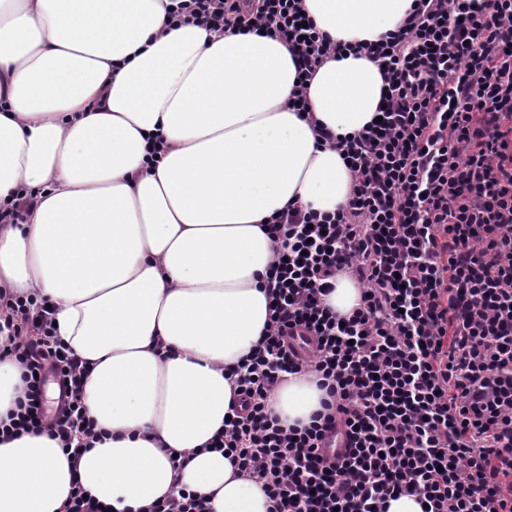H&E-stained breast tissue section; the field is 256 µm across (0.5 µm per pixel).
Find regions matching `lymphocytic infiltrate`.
<instances>
[{
	"mask_svg": "<svg viewBox=\"0 0 512 512\" xmlns=\"http://www.w3.org/2000/svg\"><path fill=\"white\" fill-rule=\"evenodd\" d=\"M176 19L283 40L299 112L343 50L306 24L302 0H185ZM353 50L382 70V120L321 135L350 172L345 206H291L270 226L269 322L229 372L239 407L211 447L271 512H386L401 495L428 512H512V0H416ZM340 276L362 294L345 315L325 301ZM0 308L12 314L0 356L26 384L0 439L46 431L78 461L74 433L104 439L85 362L55 341L38 292L1 290ZM307 373L327 398L285 426L269 400Z\"/></svg>",
	"mask_w": 512,
	"mask_h": 512,
	"instance_id": "1",
	"label": "lymphocytic infiltrate"
}]
</instances>
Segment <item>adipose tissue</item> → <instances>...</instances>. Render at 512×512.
Here are the masks:
<instances>
[{"instance_id":"adipose-tissue-1","label":"adipose tissue","mask_w":512,"mask_h":512,"mask_svg":"<svg viewBox=\"0 0 512 512\" xmlns=\"http://www.w3.org/2000/svg\"><path fill=\"white\" fill-rule=\"evenodd\" d=\"M179 0H0V289L37 290L90 373L103 441L70 465L56 440L0 442V512H64L74 485L113 512L181 486L211 512H268L260 486L209 444L230 413L227 367L269 318L265 224L295 204H346L351 178L320 128L362 132L382 104L377 62L328 59L298 82L276 37L170 28ZM346 44L396 30L414 0H303ZM162 141L159 162L147 147ZM324 393L295 375L269 407L308 423Z\"/></svg>"}]
</instances>
